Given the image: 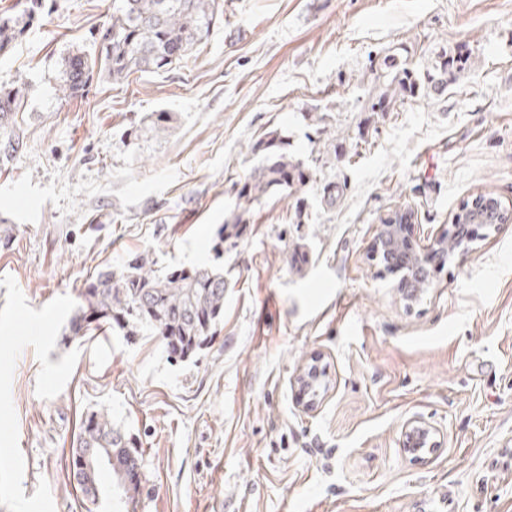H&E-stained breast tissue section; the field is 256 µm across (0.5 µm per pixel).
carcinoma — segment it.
<instances>
[{"label": "carcinoma", "mask_w": 512, "mask_h": 512, "mask_svg": "<svg viewBox=\"0 0 512 512\" xmlns=\"http://www.w3.org/2000/svg\"><path fill=\"white\" fill-rule=\"evenodd\" d=\"M30 7L18 15L0 17V52L10 53L35 19ZM224 19L219 0H112V14L94 36L93 55L76 53L65 59L66 77L59 85L65 99L83 94L93 77L114 84L133 72H156L186 59L208 40L211 28ZM387 54L371 70L378 93L369 97L367 112H393L417 98H441L440 85L448 83V49L440 47L421 66ZM20 85L0 87V120L23 104ZM285 136L276 129L257 137L250 145L261 164L244 182L239 195L252 204L279 194L290 197L305 183V171L287 152ZM155 258L141 253L119 272H98L80 293L82 304L70 320L73 336H84L105 323L125 336L150 331L158 336L168 356L188 359L210 343L224 319V273L207 267L159 272ZM110 448L116 464L108 468L110 484L120 491L122 509L135 503L141 485L137 457L131 439L112 423L105 410L85 415L72 457L80 475V452Z\"/></svg>", "instance_id": "cac0c4a2"}]
</instances>
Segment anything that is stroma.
<instances>
[{
	"instance_id": "obj_1",
	"label": "stroma",
	"mask_w": 512,
	"mask_h": 512,
	"mask_svg": "<svg viewBox=\"0 0 512 512\" xmlns=\"http://www.w3.org/2000/svg\"><path fill=\"white\" fill-rule=\"evenodd\" d=\"M43 3L0 55V86L26 88L0 150V512H97L71 459L101 409L136 442L135 512H512V222L411 306L369 257L398 208L421 238L480 193L512 212V0H224L180 64L73 99L61 62L93 53L112 0ZM402 43L469 66L442 99L365 111L371 60ZM272 128L306 167L305 218L265 197L215 257ZM144 251L224 269V320L189 360L149 332L68 336L91 277ZM413 417L440 448H402ZM321 376V370L315 366L311 376L306 372L297 379L296 383L298 385V391L300 392L301 399L304 400V398L310 397L306 403L310 404L315 402L316 398L319 396V387L322 383Z\"/></svg>"
}]
</instances>
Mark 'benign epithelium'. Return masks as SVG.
<instances>
[{
    "instance_id": "obj_1",
    "label": "benign epithelium",
    "mask_w": 512,
    "mask_h": 512,
    "mask_svg": "<svg viewBox=\"0 0 512 512\" xmlns=\"http://www.w3.org/2000/svg\"><path fill=\"white\" fill-rule=\"evenodd\" d=\"M476 215H471L467 223H460V213L456 212L448 225V232L454 239V247L447 251L439 247V237L427 240L413 239L407 234L411 216L406 211H395L387 217V223L381 228L374 241L373 257L380 260L385 267L402 273L400 288L405 301L412 304L420 300L432 286L434 272L446 265L448 259L469 247L479 237L476 227L471 225ZM322 383L321 370L314 368L311 374H303L297 379L301 398H309L314 402L319 396ZM402 445L404 448H437L440 432L433 426L411 419L402 426ZM114 462V455L109 453L102 457L101 453L92 449L86 450L81 457V468L84 470L85 481L94 482L96 469L104 460Z\"/></svg>"
}]
</instances>
